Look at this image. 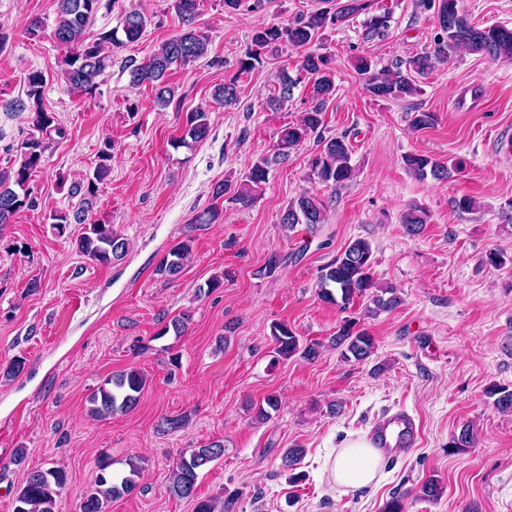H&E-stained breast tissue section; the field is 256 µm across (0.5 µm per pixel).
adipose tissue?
Wrapping results in <instances>:
<instances>
[{"mask_svg": "<svg viewBox=\"0 0 512 512\" xmlns=\"http://www.w3.org/2000/svg\"><path fill=\"white\" fill-rule=\"evenodd\" d=\"M383 451L365 435L346 442L326 461L322 479L334 489L348 493L370 487L377 480Z\"/></svg>", "mask_w": 512, "mask_h": 512, "instance_id": "ef3b65f1", "label": "adipose tissue"}]
</instances>
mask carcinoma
Instances as JSON below:
<instances>
[{"label": "carcinoma", "instance_id": "obj_1", "mask_svg": "<svg viewBox=\"0 0 512 512\" xmlns=\"http://www.w3.org/2000/svg\"><path fill=\"white\" fill-rule=\"evenodd\" d=\"M459 0H439L437 23L439 32L434 37L431 49L411 57L406 61V70L380 73L372 70L371 62L362 57L357 69L366 75V87L369 93L383 100H400L418 92L411 78L414 72L423 75L438 64L448 62L451 54L464 47L492 61L512 60V27L491 25L477 27L471 24L466 15L458 8ZM58 22L54 30L56 42L66 50L63 59L62 78L73 93L93 94L98 87L97 79L109 66L110 45L123 42L134 43L141 39L147 26V19L136 10L125 12L119 28L100 34L89 42L86 30L100 10L102 0H57ZM200 0H174V9L182 22V29L171 38L163 41L151 56L141 63L127 61L130 70V84L151 87L154 91V103L165 108L174 99V89L168 83L169 72L174 65H185L207 54L208 36L195 25ZM369 0H342L334 11L316 10L301 16L288 25H270L255 31L251 46L238 59L237 71L228 80L216 86L215 99L230 105L238 98L240 76L251 73L262 64V50L286 44L294 48H304L299 71L314 77L310 90V106L300 122L289 125L280 131L276 149L272 157L259 158L244 179L236 187L224 182L218 183L212 190L215 201L223 200L229 204L251 205L255 198V187L266 182L270 167L288 160L292 149L303 143L321 125V114L327 99L335 91L330 76L332 60L329 56L309 50L319 40L322 32L329 26L344 21L351 15L368 11ZM124 39H119L118 34ZM295 80L287 71L278 76V94L271 104L282 106L291 98ZM46 79L42 72L33 71L26 78V99L9 103L15 111L30 110L34 114V132L16 147V159L12 166L0 169V228L11 223L15 215L23 209H35L38 198L30 188L32 174L43 166L45 153L50 145L65 137V130L55 123L51 113L43 108V96ZM210 133L209 112L197 108L187 113L181 135L174 140L173 147H190L207 139ZM112 143L104 144L99 155V163L93 178L86 182H74L68 194L80 197L77 208L55 211L50 220L58 231L70 224H84L86 230L77 241L78 250L98 264L109 266L122 259L128 251L126 239L112 229L110 224H98L89 221L98 184L104 180L110 170ZM351 145L344 135L321 138L318 150L311 159V171L326 186H338L350 180L353 168L350 165ZM406 164L419 179L427 177L443 182L460 171L462 163H441L425 155H409ZM325 220V203L309 194L300 195L283 211L280 224L291 230L297 224L315 226ZM428 222V214L418 208H410L402 217V224L410 236L420 234L423 225ZM191 255L190 244L182 242L168 252L158 265L157 272L167 277H175L184 269ZM372 249L368 241L355 239L344 251L320 270L317 282V296L325 303L345 310L356 298L367 297L377 310H392L401 304L396 289L376 286L371 274ZM356 323L346 320L336 331L331 343L341 350L346 360L362 362L374 352V339L365 330L355 329ZM271 337L275 353L288 359L295 355L312 361L319 356L318 343H301L296 333L285 322L273 324ZM146 379L141 371L129 369L114 374L100 384L91 394L90 414L106 419L118 412H127L139 402ZM489 395L494 397L493 406L502 411L512 409V390L492 389ZM224 455V445L219 441L211 442L192 451L189 457L181 458L173 467L169 476L170 492L180 498H192L195 495L198 472ZM129 474L116 480L112 471V461L100 462L92 488L85 495L81 512H107L112 500L131 493L137 486L140 466L134 461L128 462ZM68 474L65 468L51 466L40 473L27 472L24 485L16 497L17 509L14 512H54L55 497L66 485ZM443 486L438 479L431 477L420 487L416 497L435 501L442 496Z\"/></svg>", "mask_w": 512, "mask_h": 512}]
</instances>
